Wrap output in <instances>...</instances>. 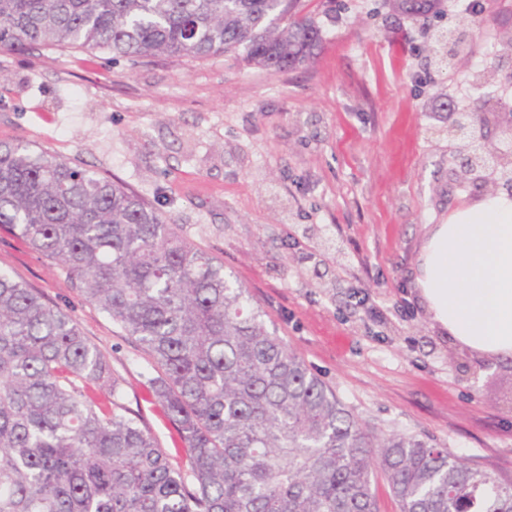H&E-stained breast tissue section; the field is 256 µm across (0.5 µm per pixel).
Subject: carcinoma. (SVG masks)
Returning <instances> with one entry per match:
<instances>
[{
    "mask_svg": "<svg viewBox=\"0 0 512 512\" xmlns=\"http://www.w3.org/2000/svg\"><path fill=\"white\" fill-rule=\"evenodd\" d=\"M321 42L301 0H0V51L234 53L283 70ZM0 226L139 342L193 477L120 412L117 383L103 390L110 365L78 323L0 271V512H379L376 465L399 512H512L511 478L364 429L224 262L112 178L0 142Z\"/></svg>",
    "mask_w": 512,
    "mask_h": 512,
    "instance_id": "cac0c4a2",
    "label": "carcinoma"
}]
</instances>
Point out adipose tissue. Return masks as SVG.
<instances>
[{"label":"adipose tissue","instance_id":"obj_1","mask_svg":"<svg viewBox=\"0 0 512 512\" xmlns=\"http://www.w3.org/2000/svg\"><path fill=\"white\" fill-rule=\"evenodd\" d=\"M416 284L431 319L454 345L512 360V195L482 194L432 225Z\"/></svg>","mask_w":512,"mask_h":512}]
</instances>
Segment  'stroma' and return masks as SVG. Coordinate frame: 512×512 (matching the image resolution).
Wrapping results in <instances>:
<instances>
[{
  "instance_id": "35a3bbf8",
  "label": "stroma",
  "mask_w": 512,
  "mask_h": 512,
  "mask_svg": "<svg viewBox=\"0 0 512 512\" xmlns=\"http://www.w3.org/2000/svg\"><path fill=\"white\" fill-rule=\"evenodd\" d=\"M318 55L272 71L235 54L113 58L102 49L0 52V142L92 168L156 207L247 289L268 326L358 422L413 435L512 477V362L481 360L432 327L415 285L431 225L478 189L458 186L441 102L475 89L512 32V0H479L483 25L440 0H303ZM454 61L433 56L448 30ZM0 270L62 307L108 359L120 404L188 469L145 390L134 337L73 292L62 270L0 229Z\"/></svg>"
}]
</instances>
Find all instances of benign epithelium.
Here are the masks:
<instances>
[{"instance_id": "1", "label": "benign epithelium", "mask_w": 512, "mask_h": 512, "mask_svg": "<svg viewBox=\"0 0 512 512\" xmlns=\"http://www.w3.org/2000/svg\"><path fill=\"white\" fill-rule=\"evenodd\" d=\"M495 80L512 87V59H503L493 70ZM448 141L471 149L463 166L484 174L499 175L501 186L512 187V113L455 112L448 125Z\"/></svg>"}]
</instances>
